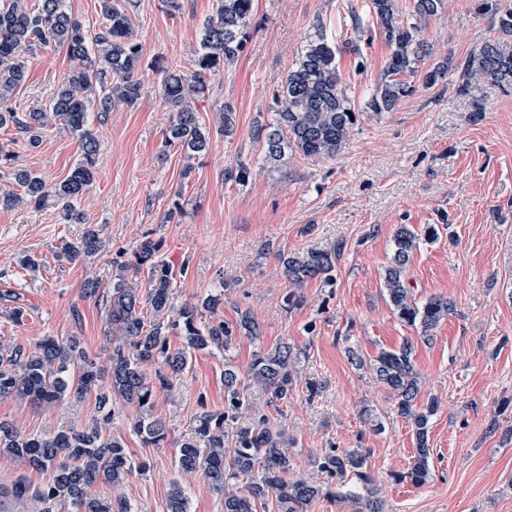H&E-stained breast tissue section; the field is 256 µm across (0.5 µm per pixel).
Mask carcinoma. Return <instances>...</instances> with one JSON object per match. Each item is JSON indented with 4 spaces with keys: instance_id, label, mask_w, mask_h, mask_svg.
Listing matches in <instances>:
<instances>
[{
    "instance_id": "carcinoma-1",
    "label": "carcinoma",
    "mask_w": 512,
    "mask_h": 512,
    "mask_svg": "<svg viewBox=\"0 0 512 512\" xmlns=\"http://www.w3.org/2000/svg\"><path fill=\"white\" fill-rule=\"evenodd\" d=\"M255 0H216V7L203 23L194 69L186 74L168 72L161 95L174 115L166 130V145L177 146L186 158L205 152L208 137L196 113L195 103L208 96L211 78L232 64L243 52ZM443 0H413L411 17L400 13L396 0H370V13L378 32L390 49L375 92L367 103L373 112H389L412 92L404 76L416 73V65L431 57L423 31L430 18L442 9ZM106 24L95 33L62 7V0H0V128L14 125L28 134L33 145L40 131L53 124L66 128L79 141L82 160L62 182L51 185L41 175L25 168L14 170L15 183L23 193L0 191V208L20 205L38 208L53 198L60 202L65 220L84 223L74 201L93 184L98 137L89 128V112H110L119 104L138 105L144 93L141 63L143 45L132 32L127 6L120 0L103 2ZM477 12L488 14L497 24L499 36L485 41L479 51L460 65L462 82L458 91L469 90L476 82L512 86V0H478ZM54 46L65 50L71 68L63 77L48 104L39 110L19 112L12 104L14 92L24 83V53ZM338 46L321 30L308 37L295 64L274 92L271 112L274 119L257 126L255 135L265 141V161L276 164L287 156L333 159L346 148L355 120L336 61ZM437 235L435 226L423 232L406 224L394 236L393 256L384 270V287L393 313L401 321L421 328L422 338L448 317L452 304L440 297L418 303L405 284V272L421 237ZM103 247L98 226H87L77 242L64 241L57 256L75 261L91 256ZM163 241L144 237L134 259L116 266L107 310V327L112 337L108 378H103L87 359L75 337L44 336L34 346L0 342V399L29 404L81 400L91 390L98 391L97 409L101 423L91 426L61 427L51 435H23L8 422L0 421V459L9 458L31 471L49 474V480L33 485L27 476H18L6 491L13 501L30 500L37 512H132L125 501L112 506L93 488L116 487L132 471L122 440L103 433L102 425L112 421L117 400L133 406L137 418L133 430L143 442L159 446L166 438L165 424L152 414L156 390L172 385V378L188 369L195 351L228 350L239 338L256 339L260 326L245 310L236 325L222 320L206 325L198 316L215 313L222 300L209 295L197 304L174 303V267L163 259ZM282 273L289 284L284 302L288 308L300 305L299 288L311 279L331 278L336 252L313 250L303 257L280 254ZM149 315H144V311ZM178 330L184 344L171 349L168 335ZM413 342L406 340L395 349H382L372 358L356 350L347 353L357 369H369L375 379L397 396V414L412 422L416 454L411 468L397 476L415 485L430 477L431 457L428 425L436 411L430 400L417 405V373L413 364ZM297 355L287 344L255 355L247 375L224 364V410H202L193 420V436L179 444L177 465L186 473H197L217 493L224 495V512H258L267 501L277 512H304L319 497L350 501L357 512H384L381 500L370 488L366 457L357 449H329L320 467L345 486L353 479L358 492H335L294 475L292 456L283 431L273 430L266 414L247 398V382L260 384L267 403L288 400L293 384ZM232 430V447H225L227 423ZM168 512H187V497L180 484L172 483Z\"/></svg>"
}]
</instances>
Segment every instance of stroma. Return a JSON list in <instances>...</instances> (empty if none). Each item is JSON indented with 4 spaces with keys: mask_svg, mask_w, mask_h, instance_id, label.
Listing matches in <instances>:
<instances>
[{
    "mask_svg": "<svg viewBox=\"0 0 512 512\" xmlns=\"http://www.w3.org/2000/svg\"><path fill=\"white\" fill-rule=\"evenodd\" d=\"M180 3L175 13L161 0H138L131 8L145 49V93L136 108L91 118L101 149L94 183L76 207L86 224L102 229L101 252L73 263L56 259L61 241H78L86 224L67 223L55 201L0 209V290L18 294L26 311L18 323L0 314V339L27 346L45 336H76L89 358L106 366V300L85 296L84 281L109 282L117 262L131 259L144 237L163 238L165 259L187 268L176 279V304L222 294L215 315H203V322L233 323L247 310L260 324V338L239 340L227 352L193 353L172 389L157 393L153 414L168 428L163 447L146 446L133 431L135 408L118 416L113 436L130 460L149 465L147 472L132 471L120 490L134 512H167L176 479L188 512H224L223 496L201 476L178 471L176 449L200 408L223 409L225 364L247 372L257 351L281 343L299 354L287 401L269 405L255 385L248 398L270 427L285 432L298 473L327 485L319 458L331 448H358L385 512H512V87L483 82L468 94L457 90L459 64L498 34L491 17L476 13L475 0H444L425 30L433 53L410 76L412 93L377 113L366 103L389 49L369 0H256L244 51L215 77L212 96L197 104L209 147L190 160L164 143L173 113L160 84L168 71L192 70L202 24L216 2ZM356 15L359 30L352 26ZM319 28L340 45L337 63L357 122L336 159L295 155L271 166L254 127L271 121L275 90ZM348 39L358 51L345 47ZM442 61L448 75L424 87V73ZM69 68L64 51L27 53L26 79L14 95L21 109L47 105ZM227 104L235 112L228 136L219 129ZM0 151L14 158L13 166H0V188L10 190L13 167L55 184L80 159L77 138L55 125L34 146L17 129H0ZM240 162L250 168L248 180H225V169ZM403 224L439 227L406 268L416 301L442 297L454 305L427 341L420 327L394 315L384 288ZM311 249L335 250L332 280L308 281L301 304L286 308L278 256ZM26 254L39 261L38 272L20 268ZM407 339L415 346L417 402L438 403L429 421L431 476L421 485L399 478L413 463L411 422L398 415L392 393L346 356L354 348L369 358ZM96 398L91 391L78 404L41 407L2 399L0 419L24 434H44L91 421ZM367 408L383 430L365 426Z\"/></svg>",
    "mask_w": 512,
    "mask_h": 512,
    "instance_id": "stroma-1",
    "label": "stroma"
}]
</instances>
